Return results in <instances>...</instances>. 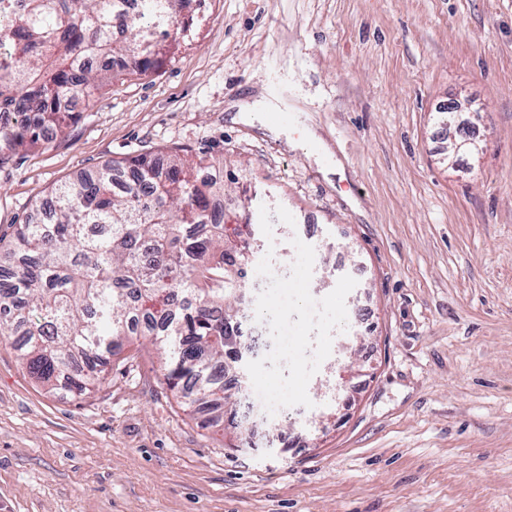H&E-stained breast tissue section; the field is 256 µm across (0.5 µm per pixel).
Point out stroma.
I'll return each mask as SVG.
<instances>
[{
  "instance_id": "35a3bbf8",
  "label": "stroma",
  "mask_w": 512,
  "mask_h": 512,
  "mask_svg": "<svg viewBox=\"0 0 512 512\" xmlns=\"http://www.w3.org/2000/svg\"><path fill=\"white\" fill-rule=\"evenodd\" d=\"M176 48L0 165V238L109 159L223 156L224 204L313 225L335 361L278 440L201 421L156 345L78 399L0 338V512H512V0H188ZM266 98L284 115L280 136ZM482 150L452 151L450 101ZM479 119H472V112Z\"/></svg>"
}]
</instances>
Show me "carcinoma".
<instances>
[{"label":"carcinoma","mask_w":512,"mask_h":512,"mask_svg":"<svg viewBox=\"0 0 512 512\" xmlns=\"http://www.w3.org/2000/svg\"><path fill=\"white\" fill-rule=\"evenodd\" d=\"M0 0V164L62 132L57 99L90 102L104 61L111 78L141 74L165 17L185 0ZM214 178L202 181L199 171ZM224 161L178 153L166 168L145 153L112 161L35 203L44 218L16 226L0 246V335L23 336L22 361L50 389L83 395L105 380L116 336H151L170 388L195 384L216 422L241 393L224 386L236 363L246 267L259 234L251 220L226 234Z\"/></svg>","instance_id":"carcinoma-1"}]
</instances>
